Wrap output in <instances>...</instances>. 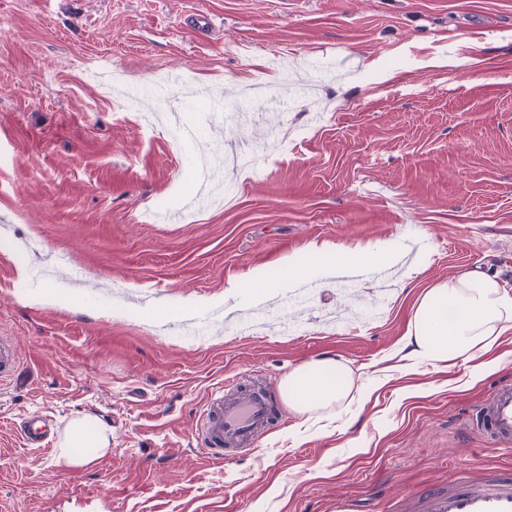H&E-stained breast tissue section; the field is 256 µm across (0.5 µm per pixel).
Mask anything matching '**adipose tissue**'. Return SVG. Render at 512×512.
<instances>
[{"label": "adipose tissue", "mask_w": 512, "mask_h": 512, "mask_svg": "<svg viewBox=\"0 0 512 512\" xmlns=\"http://www.w3.org/2000/svg\"><path fill=\"white\" fill-rule=\"evenodd\" d=\"M308 255L329 271L390 264L393 255L381 246H355L312 242ZM512 330V290L496 277L466 271L422 290L403 346L410 360L436 366L458 360L474 361V376L490 371L477 362L478 352L491 348ZM341 361L327 356L295 367L282 385L289 407L300 416L331 410L352 399L353 378L341 373ZM112 445V432L86 415L72 420L55 450L54 461L62 468L92 464Z\"/></svg>", "instance_id": "obj_1"}]
</instances>
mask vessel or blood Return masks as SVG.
Here are the masks:
<instances>
[{
  "mask_svg": "<svg viewBox=\"0 0 512 512\" xmlns=\"http://www.w3.org/2000/svg\"><path fill=\"white\" fill-rule=\"evenodd\" d=\"M20 355L13 340L0 336V383L10 379ZM275 410L262 384L226 380L209 395L196 421L197 437L208 458L223 461L226 455L248 450L265 434ZM473 427L491 444L512 448V383H504L484 398ZM405 512H512V471L481 483L459 478L448 489L431 487L409 498Z\"/></svg>",
  "mask_w": 512,
  "mask_h": 512,
  "instance_id": "obj_1",
  "label": "vessel or blood"
}]
</instances>
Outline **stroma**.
Wrapping results in <instances>:
<instances>
[{
  "mask_svg": "<svg viewBox=\"0 0 512 512\" xmlns=\"http://www.w3.org/2000/svg\"><path fill=\"white\" fill-rule=\"evenodd\" d=\"M313 241L395 263L345 290ZM291 253L302 275L279 292L308 294L287 332L225 316L273 308L226 286ZM471 269L512 287V0H0V336L21 357L0 386V512H402L512 468L468 422L512 382V333L473 384L470 363L398 353L421 288ZM191 297L207 335L147 324ZM326 356L353 374L349 432L281 395ZM235 376L276 416L217 463L195 423ZM85 413L112 431L92 466L20 435Z\"/></svg>",
  "mask_w": 512,
  "mask_h": 512,
  "instance_id": "1",
  "label": "stroma"
}]
</instances>
